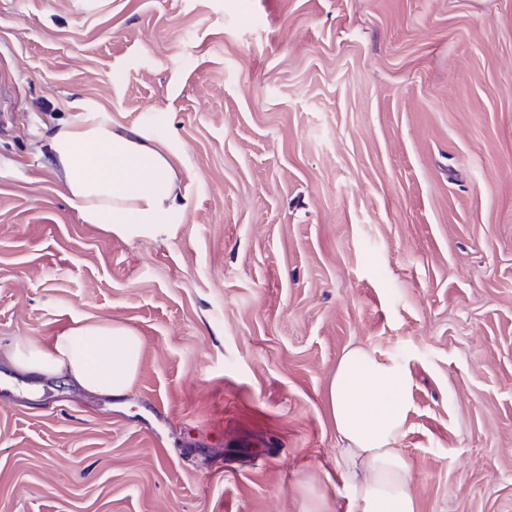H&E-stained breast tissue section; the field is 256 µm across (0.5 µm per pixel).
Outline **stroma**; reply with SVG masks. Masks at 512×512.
<instances>
[{"label":"stroma","instance_id":"35a3bbf8","mask_svg":"<svg viewBox=\"0 0 512 512\" xmlns=\"http://www.w3.org/2000/svg\"><path fill=\"white\" fill-rule=\"evenodd\" d=\"M162 150L151 236L49 144ZM143 340L128 393L0 364V512H349L328 388L411 377L417 512H512V0H0V344ZM49 149L71 199L92 224L145 234L178 207L179 177L165 155L93 118L56 129Z\"/></svg>","mask_w":512,"mask_h":512}]
</instances>
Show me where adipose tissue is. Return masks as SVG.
<instances>
[{"instance_id":"obj_1","label":"adipose tissue","mask_w":512,"mask_h":512,"mask_svg":"<svg viewBox=\"0 0 512 512\" xmlns=\"http://www.w3.org/2000/svg\"><path fill=\"white\" fill-rule=\"evenodd\" d=\"M51 157L86 221L134 235L164 223L180 201L179 177L156 147L83 117L56 129ZM142 338L132 328L74 321L51 341L0 346V361L22 375L62 376L121 396L140 364ZM405 368L353 346L340 357L328 389L342 476L357 512H416L410 466L397 443L410 412Z\"/></svg>"}]
</instances>
